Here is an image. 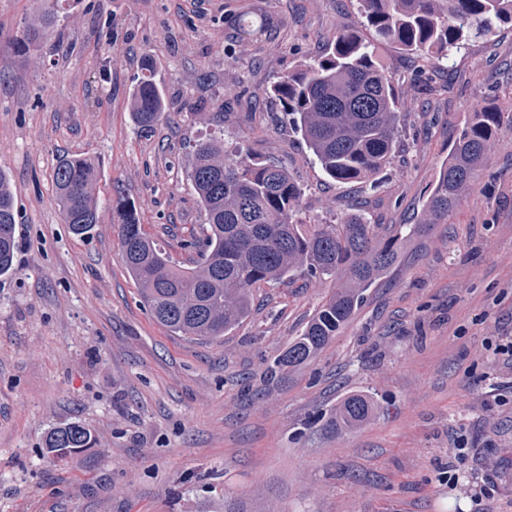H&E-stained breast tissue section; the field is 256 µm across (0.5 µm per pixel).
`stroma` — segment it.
<instances>
[{
	"label": "stroma",
	"mask_w": 512,
	"mask_h": 512,
	"mask_svg": "<svg viewBox=\"0 0 512 512\" xmlns=\"http://www.w3.org/2000/svg\"><path fill=\"white\" fill-rule=\"evenodd\" d=\"M36 7L0 0V171L18 228L0 276V512H512V371L486 351L512 333V132L447 221H420L472 106L512 107V27L455 54L430 94L405 88L398 153L372 191L326 179L267 95L356 22V0H78L17 50ZM246 11L266 30L242 46ZM147 56L167 112L144 135L128 97ZM214 131L298 180L305 224L354 212L420 226L302 365L274 360L334 282L255 289L243 324L188 340L152 318L122 262L121 201L176 262L194 261L184 243L204 216L186 171ZM69 155L101 165L103 217L86 235L56 198ZM353 394L372 411L339 430ZM72 422L94 447L48 452V431Z\"/></svg>",
	"instance_id": "stroma-1"
}]
</instances>
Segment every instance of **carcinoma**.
<instances>
[{
  "mask_svg": "<svg viewBox=\"0 0 512 512\" xmlns=\"http://www.w3.org/2000/svg\"><path fill=\"white\" fill-rule=\"evenodd\" d=\"M358 26L392 42L412 57L437 64L476 39L512 26V0H357ZM75 0H49L17 42L20 50L38 42ZM239 39L248 44L262 28L244 14ZM285 121L300 133L323 173L343 184L375 187V177L391 163L398 144L401 103L374 43L356 28H340L321 55L284 74L271 87ZM129 108L140 132L150 133L164 117L165 96L151 60L130 92ZM512 132V113L493 104L474 108L448 146L420 224L448 219L478 181L494 141ZM98 164L67 156L53 180L64 220L79 234L101 220L95 194ZM204 211V237L187 246L197 251L191 267L174 262L141 230L132 204L116 209L119 244L126 269L154 320L172 335L214 339L234 330L251 313L253 288L282 281L298 270L321 281L340 282L303 332L278 357L283 369L313 359L358 309L363 293L398 263L405 242L419 224L385 227L350 213L305 227L299 219L304 191L286 170L267 164L240 147L230 155L224 137L201 140L187 173ZM17 249L15 207L9 178L0 171V275L13 268ZM370 404L350 396L336 408V426L352 429L369 416ZM95 444L79 423L52 429L45 447L77 454Z\"/></svg>",
  "mask_w": 512,
  "mask_h": 512,
  "instance_id": "carcinoma-1",
  "label": "carcinoma"
}]
</instances>
